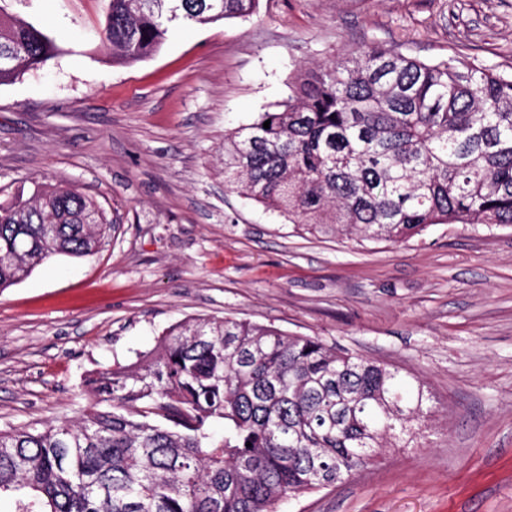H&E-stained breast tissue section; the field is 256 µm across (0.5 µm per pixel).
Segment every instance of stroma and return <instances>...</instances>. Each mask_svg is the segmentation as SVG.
Instances as JSON below:
<instances>
[{
  "label": "stroma",
  "mask_w": 512,
  "mask_h": 512,
  "mask_svg": "<svg viewBox=\"0 0 512 512\" xmlns=\"http://www.w3.org/2000/svg\"><path fill=\"white\" fill-rule=\"evenodd\" d=\"M65 48L0 85V200L62 183L114 227L0 289V429L77 420L93 373L169 327L228 316L316 336L418 377L431 411L379 463L280 512H512V229L405 243L316 237L224 186V137L287 99L301 65L381 42L512 72V0H259L168 25L115 62L107 0H10Z\"/></svg>",
  "instance_id": "obj_1"
}]
</instances>
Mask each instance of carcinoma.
<instances>
[{
    "label": "carcinoma",
    "instance_id": "carcinoma-1",
    "mask_svg": "<svg viewBox=\"0 0 512 512\" xmlns=\"http://www.w3.org/2000/svg\"><path fill=\"white\" fill-rule=\"evenodd\" d=\"M257 2L108 0L103 38L139 62L168 23L245 18ZM6 51L39 69L62 47L0 6ZM224 183L317 235L397 244L436 224L512 226V73L380 43L301 68L287 101L225 136ZM112 228L71 186L0 202V288L54 255L92 253ZM85 386L105 408L0 430V492L26 490L17 512H278L368 467L428 415L420 381L235 318L184 321Z\"/></svg>",
    "mask_w": 512,
    "mask_h": 512
}]
</instances>
